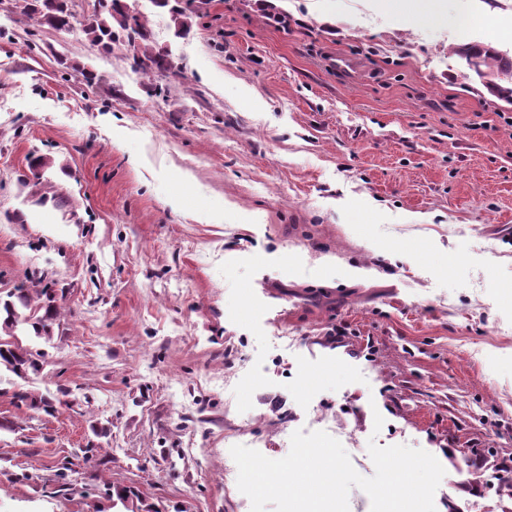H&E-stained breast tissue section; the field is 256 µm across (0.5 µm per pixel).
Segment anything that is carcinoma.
<instances>
[{
  "mask_svg": "<svg viewBox=\"0 0 512 512\" xmlns=\"http://www.w3.org/2000/svg\"><path fill=\"white\" fill-rule=\"evenodd\" d=\"M70 0H22L20 14L39 26L63 29L73 23ZM158 7H171L174 23L183 32L190 30L185 9L170 6V0H153ZM126 0H95L93 12L80 22V31L90 45L99 52H110L112 46L122 44L132 52V69L151 80L158 73L173 67L169 55L156 48L145 47L149 31L144 17L125 7ZM468 65L483 79L486 86L502 102L512 106V57L490 45L466 44L454 48ZM39 287L30 290L22 285L0 298V367H5L20 378L39 373L46 354H34L24 348L17 332L31 333L47 341L52 339V326L60 315L56 293L42 286L52 280L49 272L32 274ZM498 451L486 449L480 456L479 472L474 483L486 482V471L497 469Z\"/></svg>",
  "mask_w": 512,
  "mask_h": 512,
  "instance_id": "carcinoma-1",
  "label": "carcinoma"
}]
</instances>
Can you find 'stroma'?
<instances>
[{
  "instance_id": "1",
  "label": "stroma",
  "mask_w": 512,
  "mask_h": 512,
  "mask_svg": "<svg viewBox=\"0 0 512 512\" xmlns=\"http://www.w3.org/2000/svg\"><path fill=\"white\" fill-rule=\"evenodd\" d=\"M136 7L181 78L0 0V294L64 290L41 373H0V512H251L231 447L299 429L364 476L423 449L436 512H493L462 486L512 449V110L451 48L512 54V0Z\"/></svg>"
}]
</instances>
